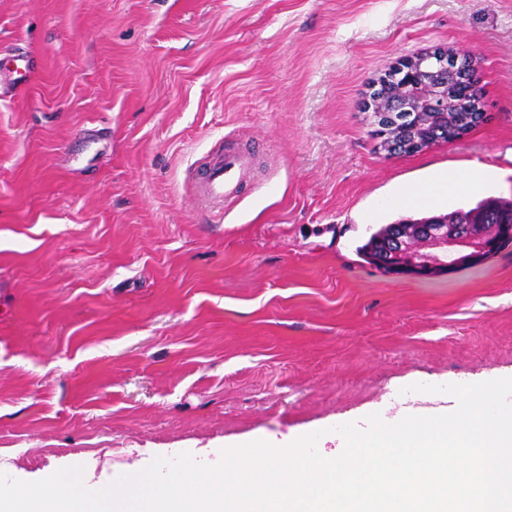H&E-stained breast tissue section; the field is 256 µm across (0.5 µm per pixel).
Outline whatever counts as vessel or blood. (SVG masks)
Returning a JSON list of instances; mask_svg holds the SVG:
<instances>
[{"instance_id": "obj_1", "label": "vessel or blood", "mask_w": 512, "mask_h": 512, "mask_svg": "<svg viewBox=\"0 0 512 512\" xmlns=\"http://www.w3.org/2000/svg\"><path fill=\"white\" fill-rule=\"evenodd\" d=\"M252 167L250 152L217 147L207 155L195 174L198 193L209 203L220 205L234 198L239 184Z\"/></svg>"}]
</instances>
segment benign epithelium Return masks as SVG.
I'll return each instance as SVG.
<instances>
[{"mask_svg":"<svg viewBox=\"0 0 512 512\" xmlns=\"http://www.w3.org/2000/svg\"><path fill=\"white\" fill-rule=\"evenodd\" d=\"M396 77L405 79V84L390 96L386 88ZM478 82L476 58L461 57L445 47L399 60L371 82L366 104L373 110L383 147L391 153L423 151L438 141L433 127L442 124L453 131L448 140L464 137L487 118L480 97H474L467 105L462 101ZM492 247L488 224L439 221L398 227L386 240L385 253L389 260L429 275L475 264Z\"/></svg>","mask_w":512,"mask_h":512,"instance_id":"7a95c632","label":"benign epithelium"}]
</instances>
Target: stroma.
<instances>
[{"label": "stroma", "instance_id": "obj_1", "mask_svg": "<svg viewBox=\"0 0 512 512\" xmlns=\"http://www.w3.org/2000/svg\"><path fill=\"white\" fill-rule=\"evenodd\" d=\"M474 55L485 122L411 154L365 109L399 59ZM0 473L107 485L157 456L218 463L380 413L410 385L512 377V247L382 274L381 225L512 200V0H0ZM250 151L212 220L216 143ZM497 178L425 204L470 163Z\"/></svg>", "mask_w": 512, "mask_h": 512}]
</instances>
